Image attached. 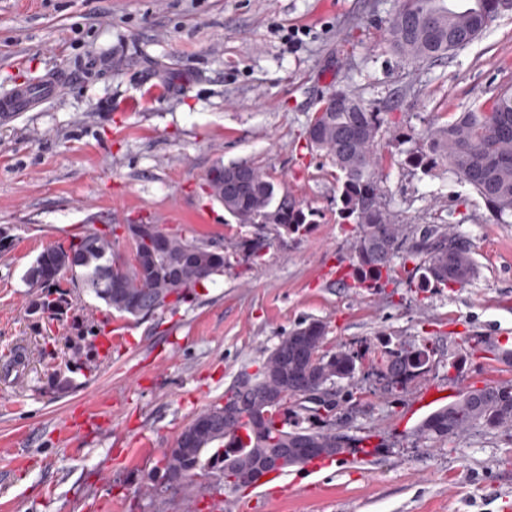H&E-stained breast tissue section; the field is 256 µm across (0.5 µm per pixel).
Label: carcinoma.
Returning <instances> with one entry per match:
<instances>
[{"label": "carcinoma", "mask_w": 512, "mask_h": 512, "mask_svg": "<svg viewBox=\"0 0 512 512\" xmlns=\"http://www.w3.org/2000/svg\"><path fill=\"white\" fill-rule=\"evenodd\" d=\"M512 13V0H398L389 22L390 43L405 61L438 60L465 48L499 16ZM355 106L336 111L320 108L305 132L307 145L320 152L338 172L339 217L357 225L350 264L368 287L388 277L395 261L407 254L419 258V288H454L467 284L475 267L470 248L457 232L431 225L418 240L407 244L402 225L395 222L387 192L376 175L377 151L385 124L384 113L354 93L337 90L333 98ZM424 144L407 151L406 162L427 174L442 160L460 180L483 199L494 220L512 217V87L500 92L487 108L474 107L453 121L431 128ZM226 166L211 168L206 178L209 197L224 206L238 224H273L283 235L305 232L314 212L304 210L294 197L259 168L250 166L249 178L224 183ZM134 225L108 224L77 242L54 243L41 253L43 262L28 272L33 288L42 289L34 310L54 317L67 305L62 280L103 301L119 315L144 319L178 304L192 288L224 274V246L171 234L161 224L138 234ZM130 244L135 262L118 278H106L119 240ZM264 240H239L235 248L249 257L259 256ZM327 327L318 320L304 321L280 338L254 376L234 383L224 399L235 409L229 416L214 405L196 416L208 425L188 424L163 456V473L179 474L183 490L199 474L228 468L243 476L254 461L292 441L301 448H320L321 456L351 451L360 440H336L338 384H352L358 355L328 347ZM426 345L400 343L390 349L376 372L387 391L404 388L420 377L421 360H429ZM312 380L331 386L314 401L300 394ZM297 401L301 413L313 420L307 427L298 420L288 430L276 428L272 395ZM512 426V383L469 389L456 400L425 417L414 430L419 442H446L471 431L493 432Z\"/></svg>", "instance_id": "cac0c4a2"}]
</instances>
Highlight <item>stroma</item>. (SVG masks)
<instances>
[{
  "label": "stroma",
  "mask_w": 512,
  "mask_h": 512,
  "mask_svg": "<svg viewBox=\"0 0 512 512\" xmlns=\"http://www.w3.org/2000/svg\"><path fill=\"white\" fill-rule=\"evenodd\" d=\"M397 0H0V94L72 72L41 108L0 122V512H216L218 475L157 491L163 452L199 413L257 372L281 336L320 320L358 352L361 405L342 422L377 435L371 460L336 457L291 487L236 490L242 512H512V429L413 443L403 420L428 386L512 380V223L440 166L404 165L403 136L490 105L512 86V14L463 50L399 59ZM298 29L289 39L290 29ZM352 91L386 114L378 175L407 233L445 225L470 244L474 277L419 288L397 260L375 288L327 283L357 227L336 212V170L303 132L322 98ZM217 164L260 167L316 214L303 235L235 223L204 184ZM151 221L229 249V269L176 308L129 320L92 295L63 321L32 313L26 274L56 241ZM265 236L258 258L232 245ZM427 344L430 368L387 392L386 350ZM102 428L88 432L85 412Z\"/></svg>",
  "instance_id": "1"
}]
</instances>
